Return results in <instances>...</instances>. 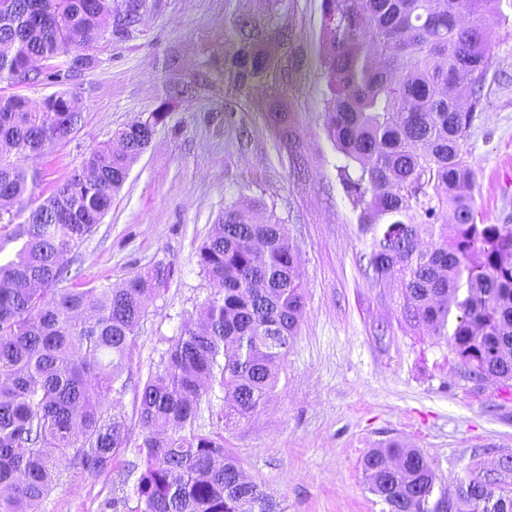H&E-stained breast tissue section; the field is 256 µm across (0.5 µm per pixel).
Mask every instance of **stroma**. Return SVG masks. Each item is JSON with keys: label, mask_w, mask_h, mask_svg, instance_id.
Returning <instances> with one entry per match:
<instances>
[{"label": "stroma", "mask_w": 512, "mask_h": 512, "mask_svg": "<svg viewBox=\"0 0 512 512\" xmlns=\"http://www.w3.org/2000/svg\"><path fill=\"white\" fill-rule=\"evenodd\" d=\"M321 3L283 0L287 75L242 91L219 78L192 99L170 97L174 83L223 65L232 12L262 21L268 0H144L129 40L87 47L93 68L59 83L0 82V94L35 105L61 91L80 98L77 130L27 162L37 173L32 201L50 196L92 148L168 103L104 222L70 255L79 272L73 288L116 287L156 263L172 267L164 291L146 301L125 377L146 379L196 318L210 293L196 252L225 206L259 199L288 230L305 309L276 388L225 428L224 445L275 512H388L368 491L362 462L394 441L418 449L444 484L475 475L512 485V471L499 466L512 458V380L468 379L445 344L405 323L400 288L374 285L366 271L370 237L340 177L345 160L323 126ZM486 26L492 65L464 148L478 173L475 207L486 223L512 224V21ZM235 101L239 112L226 114ZM274 110L303 145L304 171L278 149ZM136 478L61 471L40 512H112L107 500L131 496Z\"/></svg>", "instance_id": "1"}]
</instances>
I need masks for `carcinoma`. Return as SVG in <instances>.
<instances>
[{
    "mask_svg": "<svg viewBox=\"0 0 512 512\" xmlns=\"http://www.w3.org/2000/svg\"><path fill=\"white\" fill-rule=\"evenodd\" d=\"M503 0H322L324 127L358 165L344 180L370 234L376 285L400 283L403 317L444 341L458 365L489 381L512 380V225L487 224L474 205L477 172L463 141L482 104L490 69L488 14L508 22ZM139 5L112 28L118 41L139 22ZM112 0H0V81L58 82L83 70L69 35L104 38ZM237 43L224 69L241 90L278 68L288 42L273 43L253 18L234 13ZM0 96V231L21 239L0 264V512H39L60 468L97 478L132 453L139 464L136 505L127 512H273L260 486L243 479L220 429L197 425L215 392L231 400L225 424L250 417L278 382L277 365L296 336L305 286L285 225L224 208L198 251L211 286L198 321H187L156 370L135 386L140 437L132 439L109 400L138 341L146 300L160 294L170 267L158 263L120 287L59 288L67 255L102 223L113 197L164 123L160 104L146 119L92 149L33 208L35 173L25 160L67 139L54 105L26 108ZM279 148L300 145L277 129ZM453 211V233L439 223ZM427 234L429 242L422 241ZM368 489L388 512H512V487L450 490L416 448L393 442L363 460Z\"/></svg>",
    "mask_w": 512,
    "mask_h": 512,
    "instance_id": "1",
    "label": "carcinoma"
}]
</instances>
